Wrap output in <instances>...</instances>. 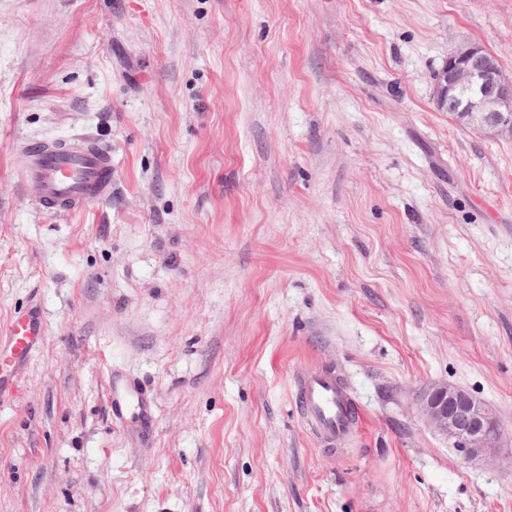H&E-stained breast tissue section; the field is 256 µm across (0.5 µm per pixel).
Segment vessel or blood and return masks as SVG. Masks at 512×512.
I'll return each instance as SVG.
<instances>
[{
    "mask_svg": "<svg viewBox=\"0 0 512 512\" xmlns=\"http://www.w3.org/2000/svg\"><path fill=\"white\" fill-rule=\"evenodd\" d=\"M25 183L43 209L57 213L78 210L110 196L112 154L82 137L35 143L25 150ZM43 336V324L34 309L17 314L0 330V396L13 392ZM111 392L116 411L133 402L140 420L150 419L151 405L135 387L118 382ZM297 396L306 425L326 445H335L349 434L353 424L350 396L335 375L324 371L306 374Z\"/></svg>",
    "mask_w": 512,
    "mask_h": 512,
    "instance_id": "obj_1",
    "label": "vessel or blood"
}]
</instances>
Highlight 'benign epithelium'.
I'll return each instance as SVG.
<instances>
[{"label":"benign epithelium","mask_w":512,"mask_h":512,"mask_svg":"<svg viewBox=\"0 0 512 512\" xmlns=\"http://www.w3.org/2000/svg\"><path fill=\"white\" fill-rule=\"evenodd\" d=\"M435 102L438 110L457 113L469 126L512 139V71L479 45L464 44L448 54L437 75ZM417 404L426 425L465 460L496 456L501 429L492 404L446 383L422 388Z\"/></svg>","instance_id":"benign-epithelium-1"}]
</instances>
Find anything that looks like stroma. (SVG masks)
Returning a JSON list of instances; mask_svg holds the SVG:
<instances>
[{
    "mask_svg": "<svg viewBox=\"0 0 512 512\" xmlns=\"http://www.w3.org/2000/svg\"><path fill=\"white\" fill-rule=\"evenodd\" d=\"M463 43L512 70V0H0V327H44L0 512H512V140L437 109ZM74 133L112 194L41 211L24 147ZM311 369L355 401L333 448ZM434 383L496 407L495 459ZM304 421L327 446H336L352 429L347 387L330 372L306 374L297 391ZM112 408L122 413L128 405L129 400L134 399L137 405V415L141 423L147 422L151 418V405L146 397L143 396L135 387L122 382L111 383ZM417 404L426 425L451 441L465 460L479 462L496 456L501 429L492 404L448 383L422 388Z\"/></svg>",
    "mask_w": 512,
    "mask_h": 512,
    "instance_id": "35a3bbf8",
    "label": "stroma"
}]
</instances>
